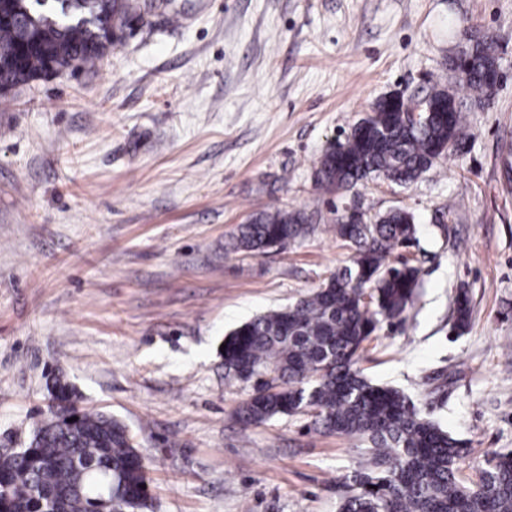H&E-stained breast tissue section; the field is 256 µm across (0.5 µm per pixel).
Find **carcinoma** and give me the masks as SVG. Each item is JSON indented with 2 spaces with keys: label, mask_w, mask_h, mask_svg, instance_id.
<instances>
[{
  "label": "carcinoma",
  "mask_w": 512,
  "mask_h": 512,
  "mask_svg": "<svg viewBox=\"0 0 512 512\" xmlns=\"http://www.w3.org/2000/svg\"><path fill=\"white\" fill-rule=\"evenodd\" d=\"M174 0H0V98L65 69L91 68L133 25ZM463 84L491 92L486 71L497 67L492 44L473 47ZM410 120L391 98L374 104L342 140L321 154L315 181L326 193L346 192L372 177L414 183L448 146L466 137L452 86L437 82ZM353 251L352 265L292 305L270 310L224 337V376L251 387L234 411L244 425L307 414L316 430L365 445L362 465L346 477L339 512H512V452L497 453L478 482L460 477L466 444L423 414L392 385L356 367L365 342L382 323L400 322L419 285V268L389 258L415 240L413 215L392 209L369 222L333 221ZM309 233L305 217L286 207L252 214L237 227L233 250L265 254ZM369 295L371 305L362 303ZM58 401L34 427L28 447L0 456V507L5 512H140L148 498L144 458L126 427L75 406L56 383Z\"/></svg>",
  "instance_id": "1"
}]
</instances>
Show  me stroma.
Masks as SVG:
<instances>
[{"mask_svg": "<svg viewBox=\"0 0 512 512\" xmlns=\"http://www.w3.org/2000/svg\"><path fill=\"white\" fill-rule=\"evenodd\" d=\"M93 69L0 99V453L26 446L67 384L124 423L144 456L148 512H337L364 452L306 416L233 417L225 335L310 294L351 252L332 206L401 208L419 228L393 261L421 269L403 322L358 366L430 410L477 481L512 450V0H177ZM492 38L500 78L477 100L452 61ZM453 85L468 136L407 188L323 194L328 142L383 96ZM311 229L251 256L231 237L254 212ZM471 318L453 327L459 293Z\"/></svg>", "mask_w": 512, "mask_h": 512, "instance_id": "1", "label": "stroma"}]
</instances>
